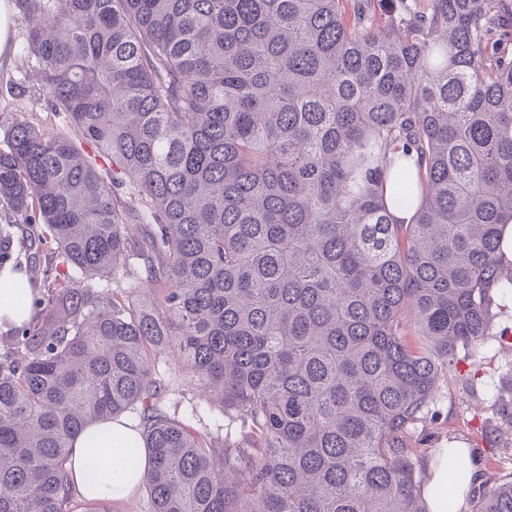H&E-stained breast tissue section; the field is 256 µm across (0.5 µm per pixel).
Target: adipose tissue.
<instances>
[{"mask_svg": "<svg viewBox=\"0 0 512 512\" xmlns=\"http://www.w3.org/2000/svg\"><path fill=\"white\" fill-rule=\"evenodd\" d=\"M136 430L131 420L122 418L116 421L100 420L93 422L79 436L73 445L70 460V477L76 490L87 500L127 499L134 495L137 485L142 482L150 463L141 460L136 474H128L124 459L120 453L127 438L134 436ZM107 439L108 448L104 452L105 476L97 483H87L85 473L88 468L86 457L87 439ZM428 481L422 495L427 503L428 512H448V502L439 495L440 488L448 484V451L440 448L425 461Z\"/></svg>", "mask_w": 512, "mask_h": 512, "instance_id": "adipose-tissue-1", "label": "adipose tissue"}]
</instances>
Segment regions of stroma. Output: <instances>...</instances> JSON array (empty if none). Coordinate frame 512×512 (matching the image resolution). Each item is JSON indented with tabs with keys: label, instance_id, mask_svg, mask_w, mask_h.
Here are the masks:
<instances>
[{
	"label": "stroma",
	"instance_id": "1",
	"mask_svg": "<svg viewBox=\"0 0 512 512\" xmlns=\"http://www.w3.org/2000/svg\"><path fill=\"white\" fill-rule=\"evenodd\" d=\"M30 22L24 13L14 19L9 54L0 59V114L25 116L45 132L67 129L65 113L54 111L41 86L36 58L25 50ZM493 321L486 339L469 362L445 374L424 417L409 431V442L420 457L438 448H464L476 459L478 481L492 485L512 477V426L504 421L501 401L512 397V294L494 293ZM164 397L167 412L185 416L199 406L194 427L214 436L224 434L219 406L201 404L199 396L181 384L174 367Z\"/></svg>",
	"mask_w": 512,
	"mask_h": 512
}]
</instances>
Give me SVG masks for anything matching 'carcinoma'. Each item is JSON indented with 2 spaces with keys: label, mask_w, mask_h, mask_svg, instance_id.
I'll return each instance as SVG.
<instances>
[{
  "label": "carcinoma",
  "mask_w": 512,
  "mask_h": 512,
  "mask_svg": "<svg viewBox=\"0 0 512 512\" xmlns=\"http://www.w3.org/2000/svg\"><path fill=\"white\" fill-rule=\"evenodd\" d=\"M18 2L72 131L0 115V268L22 224L58 260L0 284L40 287L0 358V512H71L75 439L129 411L152 512H427L407 433L512 292V0ZM123 280L159 303L100 299ZM168 351L241 439L161 408Z\"/></svg>",
  "instance_id": "carcinoma-1"
}]
</instances>
